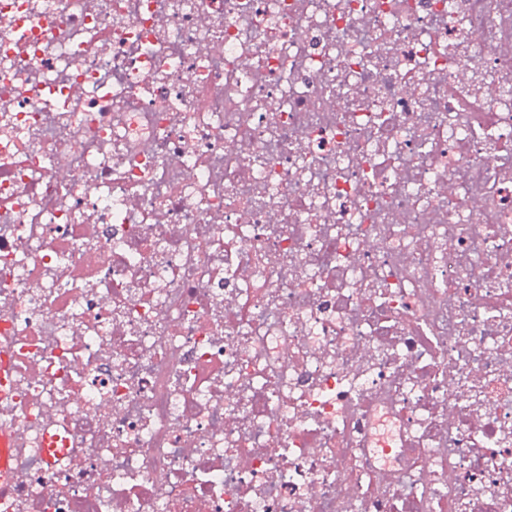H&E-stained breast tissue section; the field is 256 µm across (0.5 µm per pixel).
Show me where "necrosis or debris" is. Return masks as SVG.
Instances as JSON below:
<instances>
[{"label": "necrosis or debris", "instance_id": "4bbe7bcc", "mask_svg": "<svg viewBox=\"0 0 512 512\" xmlns=\"http://www.w3.org/2000/svg\"><path fill=\"white\" fill-rule=\"evenodd\" d=\"M0 341V512H512V0H0ZM65 429L56 428L48 432L43 442V454L51 460H61L66 454L67 440L64 436Z\"/></svg>", "mask_w": 512, "mask_h": 512}]
</instances>
